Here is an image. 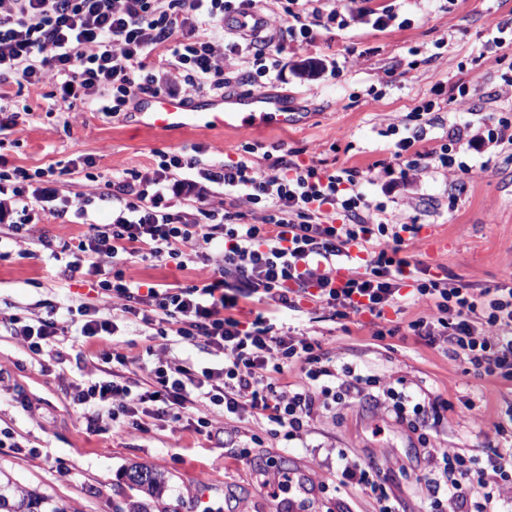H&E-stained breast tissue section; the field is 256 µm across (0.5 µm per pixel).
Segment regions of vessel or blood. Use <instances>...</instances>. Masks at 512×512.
Here are the masks:
<instances>
[{"label":"vessel or blood","mask_w":512,"mask_h":512,"mask_svg":"<svg viewBox=\"0 0 512 512\" xmlns=\"http://www.w3.org/2000/svg\"><path fill=\"white\" fill-rule=\"evenodd\" d=\"M146 125L159 128H184L197 123L215 130H241L295 125L298 113L288 100L258 90L250 94L228 95L222 103L188 109L183 99L157 96L138 111Z\"/></svg>","instance_id":"vessel-or-blood-1"}]
</instances>
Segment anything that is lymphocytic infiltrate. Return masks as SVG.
Here are the masks:
<instances>
[{"label": "lymphocytic infiltrate", "mask_w": 512, "mask_h": 512, "mask_svg": "<svg viewBox=\"0 0 512 512\" xmlns=\"http://www.w3.org/2000/svg\"><path fill=\"white\" fill-rule=\"evenodd\" d=\"M269 0H0V82L36 86L54 81L57 102L77 111L85 101H102L103 112L125 111L139 93L180 94L223 89L232 59L250 64L242 82L268 76L277 38L312 39V21L324 0H285L278 28L268 22ZM169 53L155 68L153 53ZM141 80H133L132 69ZM447 142L421 151L422 131L401 138L380 174L415 184L438 169L449 177L470 175L454 163L449 142L480 147L512 146V123L489 136L449 127ZM55 168L29 171L0 166V223L10 240L43 244L37 230L38 204L53 213L86 217L94 201H116L112 221L88 225L78 244L59 243L49 257L63 262L66 279L91 282L108 303L78 305L76 324L86 337L114 335L118 322L135 321L157 335L172 334L206 349L218 364L198 367L172 360L152 368L146 386L134 389L123 375L72 384L78 404L105 410L111 420L145 431L146 419L186 424L212 436L225 419L260 414L292 438L353 385L376 386L375 377L339 378L329 368L318 339L281 329L256 315L243 323L240 301L257 299L298 312L315 302L331 318L367 314L384 318L400 310L412 258L405 234L417 224L383 216V205L362 192L357 169H328L280 156L247 142L237 158L202 166L198 156L156 153L146 170L126 169L106 180L103 191L63 193ZM364 256L343 285L331 268L350 261V247ZM200 266L189 286L159 287L125 277L132 262ZM414 301L426 315L409 329L427 344L440 345L451 360L463 359L491 376L512 381V288L473 289L441 278L417 280ZM0 326L32 353H41L64 328L53 315L0 317ZM302 364L305 382L283 390L278 377ZM435 476L425 478L429 512H512V447L481 459L440 448L427 451ZM342 476L364 487L395 512L379 471L344 459Z\"/></svg>", "instance_id": "lymphocytic-infiltrate-1"}]
</instances>
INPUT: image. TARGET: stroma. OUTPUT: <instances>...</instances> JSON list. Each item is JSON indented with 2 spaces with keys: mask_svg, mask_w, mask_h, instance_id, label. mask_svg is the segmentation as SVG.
Segmentation results:
<instances>
[{
  "mask_svg": "<svg viewBox=\"0 0 512 512\" xmlns=\"http://www.w3.org/2000/svg\"><path fill=\"white\" fill-rule=\"evenodd\" d=\"M384 14L390 17L385 25L378 21ZM343 15L344 25L315 27L312 43L288 38L278 48L281 76L265 89L297 107L304 117L299 125L164 131L137 124L126 112H62L53 83L30 87L10 81L0 85V103L28 110L29 116L19 145L0 150V159L33 170L84 158L74 184L83 192L114 172L150 167L159 151L188 154L198 146L202 162L211 165L236 158L248 141L365 173L395 149L397 138L387 133L385 116L406 114L424 101L435 103L439 117L437 126L425 130L426 149L456 123L512 122V100L495 97L499 85L512 81V42L495 41L498 29L512 32V0H347ZM461 83L469 90L464 104L454 98ZM460 158L473 168L461 184L432 173L408 189L386 193L368 181L361 188L391 216H408V198L419 199L420 230L405 243L419 269L477 288L512 282V149L467 151ZM123 270L128 278L158 285H190L200 276L172 263H128ZM78 301L98 305L102 298L90 283L66 280L46 253L23 257L14 244L0 245V316H42L52 309L62 319ZM263 311L319 339L337 365L378 376L414 398L427 392L447 401L443 419L415 431L393 421L367 393L353 391L320 411L301 440L250 413L226 420L212 440L160 422L144 433L127 432L120 421L91 428L64 383L105 378L109 367L97 358L105 340L80 336L71 326L35 355L0 331V429L16 442L0 447V471L73 512H121L138 497L127 479L135 464L167 475L163 512H192L203 490L212 512H282L291 497L305 501L308 512H379L370 491L342 478L345 455L380 469L397 512H426L428 502L413 481L429 472L425 449L482 458L489 444H512V438L495 433L496 426L512 424V382L450 360L440 346L413 336L407 325L420 315V306L405 305L376 322L366 314L313 320L268 305ZM115 337L137 364H155L160 352L198 365L212 361L198 347L132 323L120 325ZM387 448L410 464L412 477H402L385 458ZM283 469L304 477L307 493L291 496L281 489ZM203 479L209 482L204 489Z\"/></svg>",
  "mask_w": 512,
  "mask_h": 512,
  "instance_id": "1",
  "label": "stroma"
}]
</instances>
